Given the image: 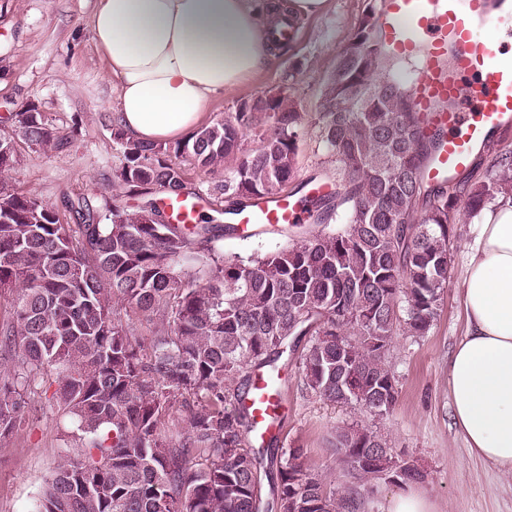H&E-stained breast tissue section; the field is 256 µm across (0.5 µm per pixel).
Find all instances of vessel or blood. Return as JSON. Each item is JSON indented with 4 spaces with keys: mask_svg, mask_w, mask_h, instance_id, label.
I'll return each mask as SVG.
<instances>
[{
    "mask_svg": "<svg viewBox=\"0 0 512 512\" xmlns=\"http://www.w3.org/2000/svg\"><path fill=\"white\" fill-rule=\"evenodd\" d=\"M485 23H512V0L495 9L490 0H383L378 14L388 51L416 65L410 98L425 131L441 135L427 169L434 183L465 167L491 132L512 126V66L499 63L497 45L476 37V26ZM165 206L179 224L192 223L196 216L197 203L189 198L169 199ZM302 219L297 200L284 194L238 211L234 222L244 231ZM248 404L256 421L252 436L263 442L278 430L282 397L260 375Z\"/></svg>",
    "mask_w": 512,
    "mask_h": 512,
    "instance_id": "vessel-or-blood-1",
    "label": "vessel or blood"
}]
</instances>
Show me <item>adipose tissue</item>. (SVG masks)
Returning a JSON list of instances; mask_svg holds the SVG:
<instances>
[{"mask_svg": "<svg viewBox=\"0 0 512 512\" xmlns=\"http://www.w3.org/2000/svg\"><path fill=\"white\" fill-rule=\"evenodd\" d=\"M326 0H96L95 45L116 92L115 121L143 143L177 141L209 101L273 62L268 38ZM462 282L467 332L448 361L452 418L467 448L512 474V196L473 221Z\"/></svg>", "mask_w": 512, "mask_h": 512, "instance_id": "ef3b65f1", "label": "adipose tissue"}]
</instances>
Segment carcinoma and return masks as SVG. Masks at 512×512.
I'll use <instances>...</instances> for the list:
<instances>
[{
	"label": "carcinoma",
	"mask_w": 512,
	"mask_h": 512,
	"mask_svg": "<svg viewBox=\"0 0 512 512\" xmlns=\"http://www.w3.org/2000/svg\"><path fill=\"white\" fill-rule=\"evenodd\" d=\"M377 15L368 0L321 83L317 124L333 190L305 200L312 225H289L280 250L226 256L210 242L235 225L165 224L151 195H191L173 153L224 171L214 191L230 211L282 195L304 120L291 85L173 147L112 124V190L145 202L101 215L86 198L69 199L70 224L1 177L15 149L0 153V301L10 307L0 323V441L23 422L28 388L54 375L52 401L75 448L45 480L36 512L355 510L299 462L303 449L281 452L273 438L250 445L253 375L266 368L277 383L275 361L308 335L299 357L306 391L388 414L399 394L388 352L397 336L427 335L439 316L459 206L470 220L512 195V150L491 138L480 146L491 156L485 180L428 181L439 136H424L397 61L378 41ZM248 129L260 141L254 150L243 148ZM16 135L43 152L62 146L41 112L15 113L0 139ZM132 312L149 325L148 347ZM388 447L373 426L352 423L336 429L332 453L362 486L424 478ZM263 474L273 482L264 507Z\"/></svg>",
	"instance_id": "1"
}]
</instances>
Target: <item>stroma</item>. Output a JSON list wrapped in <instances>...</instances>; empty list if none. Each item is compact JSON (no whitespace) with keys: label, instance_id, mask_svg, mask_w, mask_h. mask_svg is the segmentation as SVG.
<instances>
[{"label":"stroma","instance_id":"obj_1","mask_svg":"<svg viewBox=\"0 0 512 512\" xmlns=\"http://www.w3.org/2000/svg\"><path fill=\"white\" fill-rule=\"evenodd\" d=\"M367 0H328L326 9L303 22L288 51L273 65L236 90L212 98L205 122L236 111L239 104L266 95L281 84L292 62L302 64L295 96L305 123L319 109V87L337 54L357 25ZM95 0H0V126L22 106L35 104L62 137L52 153L20 147L15 166L6 174L19 190L56 210L69 197L81 196L104 209L113 197L112 168L120 157L112 135V81L97 51L90 16ZM328 156L315 134L300 143L298 170L290 190L317 181ZM186 181L201 197V215L223 223L226 204L212 186L220 172L186 165ZM473 226H454L451 278L442 312L427 336L397 337L388 359L401 390L393 410L371 419L360 407H339L307 393L300 379L299 356L290 354L280 371L284 408L277 445L301 448L305 466L327 473V490L356 499L358 512H386L395 488L379 482L360 486L336 460L329 441L337 427L374 422L390 439L395 453L411 459L424 472L421 489L437 512H512V476L473 455L450 417L448 359L466 333L461 282ZM283 234L266 231L251 237L216 236L213 247L244 257L283 247ZM28 413L9 439L0 442V512H34L38 495L57 460L67 451L65 423L43 387L28 390Z\"/></svg>","mask_w":512,"mask_h":512}]
</instances>
